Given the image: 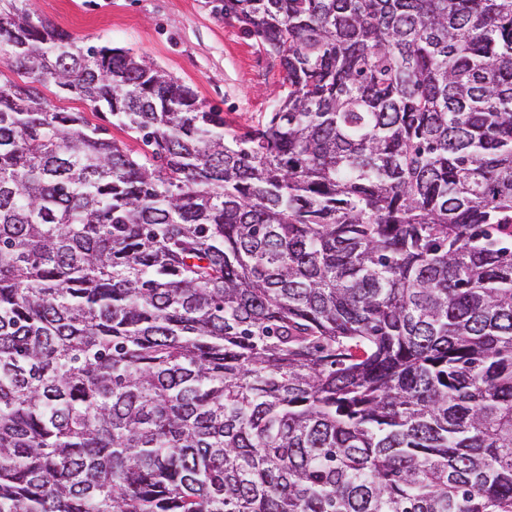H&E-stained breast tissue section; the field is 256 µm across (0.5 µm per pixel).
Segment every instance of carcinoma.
Instances as JSON below:
<instances>
[{
	"instance_id": "obj_1",
	"label": "carcinoma",
	"mask_w": 512,
	"mask_h": 512,
	"mask_svg": "<svg viewBox=\"0 0 512 512\" xmlns=\"http://www.w3.org/2000/svg\"><path fill=\"white\" fill-rule=\"evenodd\" d=\"M5 2L0 512H512V0H224L240 135ZM42 93L51 99L53 103L62 110L67 112H84L86 118L95 124H105L109 128V134L117 140L124 141L127 146L135 151H139L141 148V143L136 140L130 138L124 131L119 128L108 125L104 122L99 116L92 112L90 107L86 104L85 101L78 98H66L55 95V88L53 86H49L48 88H40Z\"/></svg>"
}]
</instances>
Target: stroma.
<instances>
[{
    "label": "stroma",
    "instance_id": "stroma-1",
    "mask_svg": "<svg viewBox=\"0 0 512 512\" xmlns=\"http://www.w3.org/2000/svg\"><path fill=\"white\" fill-rule=\"evenodd\" d=\"M222 0H33L32 8L86 44L132 49L219 108L230 131L244 133L272 110L277 62Z\"/></svg>",
    "mask_w": 512,
    "mask_h": 512
}]
</instances>
